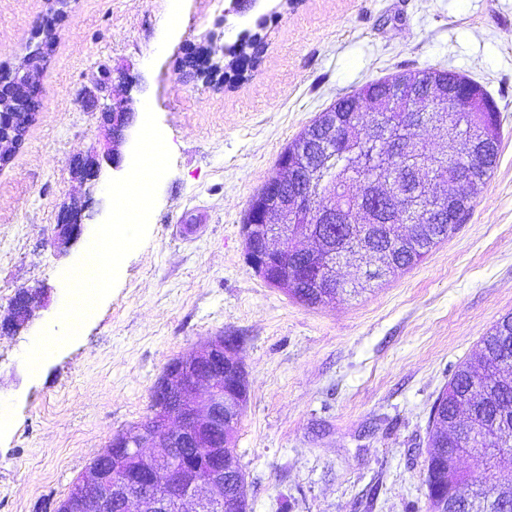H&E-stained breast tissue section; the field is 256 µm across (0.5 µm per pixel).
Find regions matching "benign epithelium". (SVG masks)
<instances>
[{"mask_svg":"<svg viewBox=\"0 0 512 512\" xmlns=\"http://www.w3.org/2000/svg\"><path fill=\"white\" fill-rule=\"evenodd\" d=\"M262 0H225L224 21L241 26L233 44L224 53L234 57L233 67L224 71V78L237 79L257 64L262 50L259 30L265 28L270 14L257 13ZM42 22L32 32V56L49 54ZM39 96L36 77L21 65L0 68V166L11 158V149L25 139L27 120L21 107ZM453 98L457 112L469 110V102L455 96L454 90L439 91L428 96L435 111L448 110V98ZM101 123L112 138V152L99 158L96 152L76 158L72 172L82 181L99 179L102 161L119 168L126 157L120 147L129 142L137 112L129 100H115L100 110ZM338 127L332 110L321 113L318 121L305 133V138L324 142L336 137ZM305 158L297 152L284 151L279 162L281 174L297 171ZM310 195L304 191L288 194L277 184H267L252 198L242 224L246 242L260 239L262 249L246 250L248 264L262 276L278 263L281 248L273 241L288 237L297 217L310 207ZM83 205L74 201L62 206L56 215L51 245L62 248L78 240L83 233ZM44 290H22V314L4 323L14 333L27 325L41 307ZM242 339L239 336H214L199 344L187 358L170 361L155 384L157 404L148 426L130 433L112 436L103 455L112 461V468L99 465L89 468L66 497L59 500L55 512H101L102 498L110 495L119 500L123 512H185L193 503V512H229L243 506L249 512L248 501L234 465L225 460L224 449L240 412L246 377L236 374L234 392L208 371L212 364L223 368L228 359H237ZM491 435L471 432L466 453L477 460L494 451ZM190 449L183 460L170 454L172 443Z\"/></svg>","mask_w":512,"mask_h":512,"instance_id":"obj_1","label":"benign epithelium"}]
</instances>
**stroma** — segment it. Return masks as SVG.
Returning a JSON list of instances; mask_svg holds the SVG:
<instances>
[{"label":"stroma","mask_w":512,"mask_h":512,"mask_svg":"<svg viewBox=\"0 0 512 512\" xmlns=\"http://www.w3.org/2000/svg\"><path fill=\"white\" fill-rule=\"evenodd\" d=\"M256 69L186 78L195 49L223 63L234 34L224 0H68L40 61L43 108L0 170V314L45 288V308L0 336V512H54L112 436L152 413L165 365L224 333L241 337L248 401L234 446L250 512H428L432 405L458 365L512 314V0H266ZM49 0H0V66L23 63ZM480 82L502 117L499 161L462 224L412 269L356 296L308 307L248 265L242 224L284 147L320 112L406 70ZM112 95L151 106L172 145L145 242L78 337L29 371L39 330L58 326L61 274L86 242L53 248L56 213L85 203L106 218L107 179L80 183L71 161L111 147L98 111Z\"/></svg>","instance_id":"35a3bbf8"}]
</instances>
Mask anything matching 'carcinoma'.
<instances>
[{
  "label": "carcinoma",
  "mask_w": 512,
  "mask_h": 512,
  "mask_svg": "<svg viewBox=\"0 0 512 512\" xmlns=\"http://www.w3.org/2000/svg\"><path fill=\"white\" fill-rule=\"evenodd\" d=\"M423 88L431 83L453 86L474 100L470 112H450L447 122L423 119L428 107L404 91L385 101L381 110L363 104L358 90L339 98L332 108L343 134L327 148L332 159L323 171L309 211V223H299L293 237H306L307 247H284V264L293 275L288 293L307 306L326 305L346 293L371 289L378 278L363 275L346 283L335 274L327 258L373 260L376 266L400 261L393 274L419 264L433 247L448 239L462 223L471 203L497 164L502 143L500 112L490 94L477 82L450 70H407L368 84L375 94L396 81ZM385 128L388 147L360 137L365 128ZM456 130L463 138L452 150L434 155L423 134L448 136ZM481 151L477 185L456 184L470 165L469 157ZM455 205L443 222L425 224L428 209ZM487 427L497 443L512 445V314L496 322L482 337L481 347L461 363L432 408L427 439L426 485L429 512H442L459 490L471 489L462 512H512V463L491 452L476 461L473 470L451 464L448 455L461 447L465 429ZM457 453V452H455ZM465 452L460 451L457 457Z\"/></svg>",
  "instance_id": "carcinoma-1"
}]
</instances>
